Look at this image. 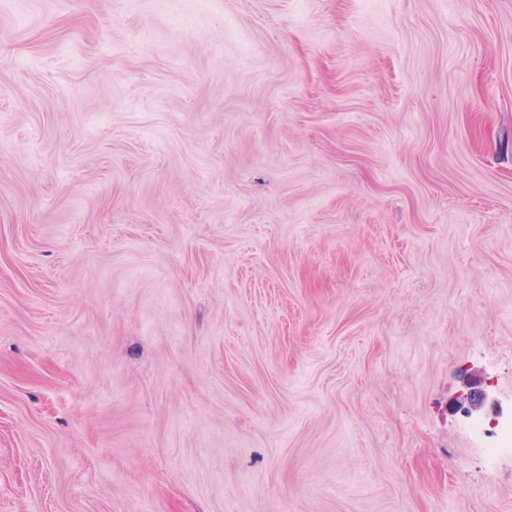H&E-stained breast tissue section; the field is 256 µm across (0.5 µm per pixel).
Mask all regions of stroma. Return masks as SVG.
I'll use <instances>...</instances> for the list:
<instances>
[{
    "mask_svg": "<svg viewBox=\"0 0 512 512\" xmlns=\"http://www.w3.org/2000/svg\"><path fill=\"white\" fill-rule=\"evenodd\" d=\"M512 0H0V512H512ZM477 432L485 434L488 432L490 436L496 437L494 446L485 448L489 460L497 459L503 454L512 453V419L506 422H498L492 427L486 428L483 424H476Z\"/></svg>",
    "mask_w": 512,
    "mask_h": 512,
    "instance_id": "stroma-1",
    "label": "stroma"
}]
</instances>
